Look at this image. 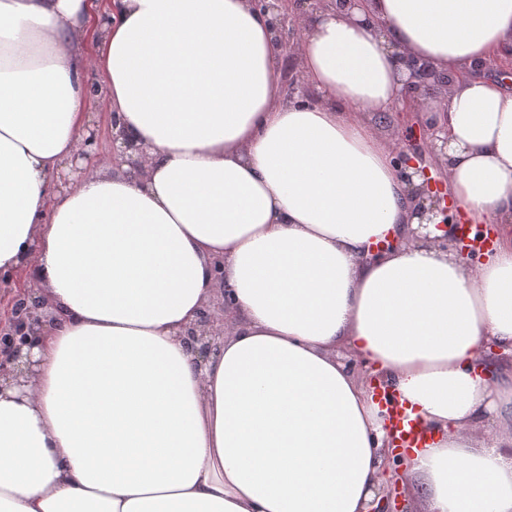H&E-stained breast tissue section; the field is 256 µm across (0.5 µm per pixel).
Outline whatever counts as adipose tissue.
I'll list each match as a JSON object with an SVG mask.
<instances>
[{
  "mask_svg": "<svg viewBox=\"0 0 512 512\" xmlns=\"http://www.w3.org/2000/svg\"><path fill=\"white\" fill-rule=\"evenodd\" d=\"M318 101L287 100L251 0H0V287L50 314L0 379V512H373L394 392L425 512H512V235L471 266L423 225L369 114L448 136L451 198L512 224V0L295 13ZM452 76L407 87L405 58ZM145 145L81 162L90 114ZM223 264L224 279L214 267ZM224 293L219 352L184 330ZM345 345L368 371L336 360ZM420 113L415 111H407L404 106H396L390 112H381L372 118V122L376 131L385 138L398 136L401 133L406 135V129L415 127L420 123ZM390 413L389 428L396 441L395 448L406 451L408 448H422L428 441V434L417 418H413L407 409L400 405L393 392L387 390L380 395Z\"/></svg>",
  "mask_w": 512,
  "mask_h": 512,
  "instance_id": "adipose-tissue-1",
  "label": "adipose tissue"
}]
</instances>
